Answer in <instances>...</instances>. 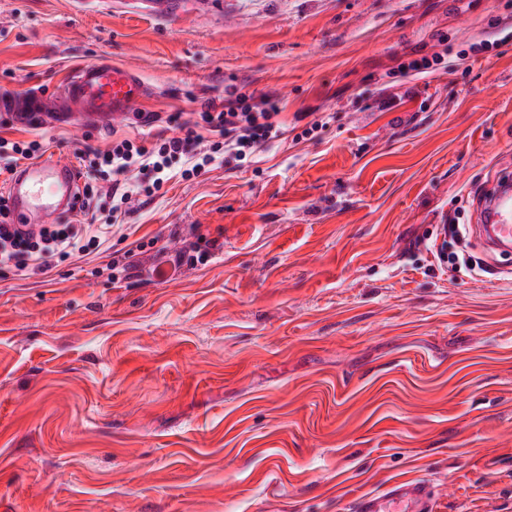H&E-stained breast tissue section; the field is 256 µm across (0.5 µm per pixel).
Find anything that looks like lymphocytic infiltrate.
<instances>
[{
  "label": "lymphocytic infiltrate",
  "instance_id": "f902f5d3",
  "mask_svg": "<svg viewBox=\"0 0 512 512\" xmlns=\"http://www.w3.org/2000/svg\"><path fill=\"white\" fill-rule=\"evenodd\" d=\"M282 109L280 98L268 94L257 97L234 87L226 91L223 105H205L199 122L171 113L167 121L178 126V135L158 134L149 140L125 138L114 141L101 153L107 184L101 187L85 182L81 206L89 208L102 192L111 196L116 213L135 199L149 203L161 190L172 163L178 160L186 164L182 172L186 179L206 173L226 153L236 160H246L267 142L283 135L284 128L278 120ZM201 124L205 125L206 134L198 133ZM109 232L106 224H43L29 231L0 220V267L12 266L20 271L30 268L47 275L59 261L82 257L99 248Z\"/></svg>",
  "mask_w": 512,
  "mask_h": 512
}]
</instances>
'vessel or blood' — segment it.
<instances>
[{
    "label": "vessel or blood",
    "mask_w": 512,
    "mask_h": 512,
    "mask_svg": "<svg viewBox=\"0 0 512 512\" xmlns=\"http://www.w3.org/2000/svg\"><path fill=\"white\" fill-rule=\"evenodd\" d=\"M148 96V88L134 70L100 59L72 71L57 93L55 116L79 119L96 127L124 117ZM42 94L0 97V112L32 115L43 112ZM6 196L12 223H31L33 215L50 219L72 212L77 189L71 163L52 157L32 161L16 170ZM476 229L490 246L512 249V189L497 186L480 207ZM434 493L421 480L394 484L387 492L367 494L354 512H431Z\"/></svg>",
    "instance_id": "vessel-or-blood-1"
}]
</instances>
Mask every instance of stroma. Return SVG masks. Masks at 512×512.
<instances>
[{
    "label": "stroma",
    "instance_id": "stroma-1",
    "mask_svg": "<svg viewBox=\"0 0 512 512\" xmlns=\"http://www.w3.org/2000/svg\"><path fill=\"white\" fill-rule=\"evenodd\" d=\"M100 58L136 111L0 136L71 162L233 86L323 128L173 177L49 276L0 269V512H353L406 478L512 512V252L468 231L512 176V0H0V93ZM443 54L441 53H433L430 58L425 55L418 59H411L408 61L400 62L396 67L394 72L400 74L403 77H406L412 72L415 73H433L443 64Z\"/></svg>",
    "mask_w": 512,
    "mask_h": 512
}]
</instances>
